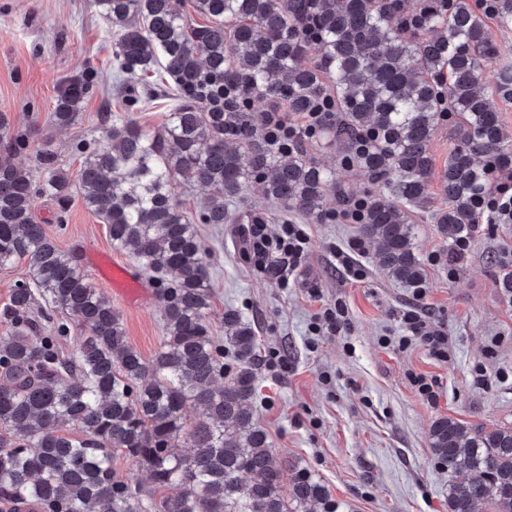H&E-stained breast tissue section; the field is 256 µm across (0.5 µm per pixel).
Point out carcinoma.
<instances>
[{
  "instance_id": "obj_1",
  "label": "carcinoma",
  "mask_w": 512,
  "mask_h": 512,
  "mask_svg": "<svg viewBox=\"0 0 512 512\" xmlns=\"http://www.w3.org/2000/svg\"><path fill=\"white\" fill-rule=\"evenodd\" d=\"M119 32L115 92L137 110L151 91L134 82L159 67L179 95L161 131L107 114L101 135L80 139L77 183L45 145L32 168L11 156L30 134L0 114V266L25 260L33 281L15 285L0 311V507L10 512H336L325 487L253 423L256 335L234 309L224 334L239 361L224 364V345L207 321L210 273L195 225L222 224L226 202L259 182L267 195L318 220L336 174L306 150L282 153L242 112L224 111V85L251 95L258 111L283 99L291 114L312 111L322 95L336 102V142L352 164L386 179L391 195L368 203L359 227L380 266L403 284L423 280L408 207L429 200L430 143L444 112L460 120V144L438 175L435 213L455 242L476 226L477 204L491 187L489 162L506 165L496 112L484 94L489 33L465 0H425L422 23H393V0H191L193 23L177 0H92ZM495 21L512 28V0H497ZM318 28L320 60H308L304 28ZM106 83L89 65L59 85L50 122L74 125ZM240 126L235 138L227 127ZM377 140L359 148L358 134ZM210 189L192 215L172 197L174 182ZM106 224L112 247L155 273L165 336L151 360L128 344L112 300L92 285L76 257L35 221V198L48 196L64 220L72 193ZM73 320L87 331L75 355L59 340ZM199 409L189 421L185 408ZM185 442L190 452L176 451ZM432 452L451 474L448 512H512V427L465 425L451 417L430 428ZM121 454L158 487L178 492L144 504L139 484L112 469Z\"/></svg>"
}]
</instances>
